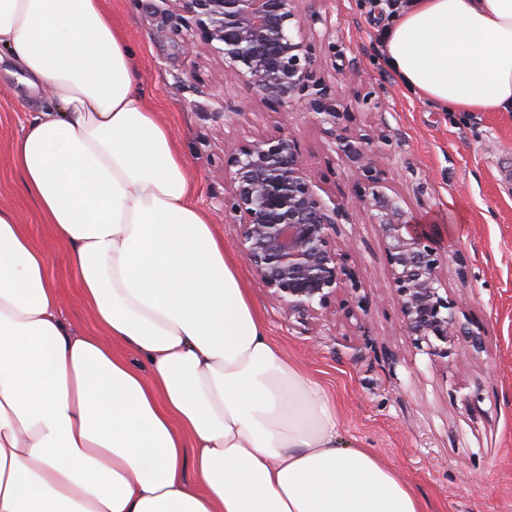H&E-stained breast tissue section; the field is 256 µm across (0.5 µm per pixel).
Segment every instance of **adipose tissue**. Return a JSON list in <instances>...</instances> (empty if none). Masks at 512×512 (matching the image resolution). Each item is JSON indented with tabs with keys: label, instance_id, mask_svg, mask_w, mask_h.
<instances>
[{
	"label": "adipose tissue",
	"instance_id": "adipose-tissue-1",
	"mask_svg": "<svg viewBox=\"0 0 512 512\" xmlns=\"http://www.w3.org/2000/svg\"><path fill=\"white\" fill-rule=\"evenodd\" d=\"M383 50L439 107L512 112V0H408ZM1 52L48 93L8 160L96 330L0 205V512H427L270 340L103 0H0Z\"/></svg>",
	"mask_w": 512,
	"mask_h": 512
}]
</instances>
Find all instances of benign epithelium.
<instances>
[{
  "mask_svg": "<svg viewBox=\"0 0 512 512\" xmlns=\"http://www.w3.org/2000/svg\"><path fill=\"white\" fill-rule=\"evenodd\" d=\"M298 0H146L160 20L161 39L184 34L191 55L205 49L239 84L262 99L304 107L324 127L333 149L365 185L358 209L378 227L398 296L402 325L413 345L436 363L466 368L485 351L483 334L460 320L441 276L446 251L392 191L382 167L386 148L368 134L342 137L336 91L317 74ZM224 217L239 225L236 246L270 295L300 323L327 322L330 305L357 291L347 254L336 249L344 204L324 198L310 180L297 141L283 131L260 141L224 144Z\"/></svg>",
  "mask_w": 512,
  "mask_h": 512,
  "instance_id": "benign-epithelium-1",
  "label": "benign epithelium"
}]
</instances>
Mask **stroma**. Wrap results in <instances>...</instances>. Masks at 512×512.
Masks as SVG:
<instances>
[{"mask_svg":"<svg viewBox=\"0 0 512 512\" xmlns=\"http://www.w3.org/2000/svg\"><path fill=\"white\" fill-rule=\"evenodd\" d=\"M125 28L144 86L171 126L227 250L238 225L226 220L224 142L288 131L298 141L321 195L345 204L336 246L348 253L359 291L354 318L337 310L331 330L304 329L263 288L247 262L240 273L271 340L317 381L336 406L340 435L364 444L425 498L429 512H512V112H441L405 93L381 60L377 39L389 18L384 0H299L301 15L319 13L312 41L321 76L348 106L337 132L387 139L386 176L406 211L437 225L447 245L442 275L448 296L479 325L486 350L466 371L430 361L401 322L390 266L376 225L356 201L363 187L330 146L311 114L265 102L225 74L207 52L187 58L180 37L154 35L157 21L140 0H106ZM330 37H323V29ZM224 87V101L201 111L184 82ZM246 115L236 116L240 101ZM47 103L10 60L0 61V204L12 206L43 247L70 329L95 325L80 296L67 251L24 195L7 147ZM372 338L360 358L351 347Z\"/></svg>","mask_w":512,"mask_h":512,"instance_id":"35a3bbf8","label":"stroma"}]
</instances>
